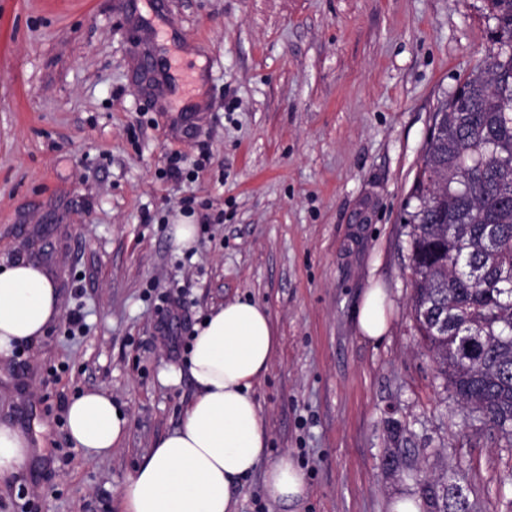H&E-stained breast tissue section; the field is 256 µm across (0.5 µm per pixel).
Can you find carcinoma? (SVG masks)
Wrapping results in <instances>:
<instances>
[{
  "label": "carcinoma",
  "mask_w": 512,
  "mask_h": 512,
  "mask_svg": "<svg viewBox=\"0 0 512 512\" xmlns=\"http://www.w3.org/2000/svg\"><path fill=\"white\" fill-rule=\"evenodd\" d=\"M494 48L441 101L406 198L412 314L446 388L512 447V0H487ZM443 473L429 512H473Z\"/></svg>",
  "instance_id": "1"
}]
</instances>
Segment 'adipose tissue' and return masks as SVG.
I'll use <instances>...</instances> for the list:
<instances>
[{
  "mask_svg": "<svg viewBox=\"0 0 512 512\" xmlns=\"http://www.w3.org/2000/svg\"><path fill=\"white\" fill-rule=\"evenodd\" d=\"M58 313V291L39 265L0 267V356L46 331ZM360 332L383 337L389 327L383 289H367L357 312ZM277 337L258 303L234 300L196 325L188 366L198 394L178 428L161 437L120 489L122 512H235L233 486L264 464L267 432L252 394L269 366ZM67 427L85 457L102 458L125 437L129 420L111 397L89 392L68 406ZM264 488L291 505L307 493L290 454L266 464Z\"/></svg>",
  "mask_w": 512,
  "mask_h": 512,
  "instance_id": "adipose-tissue-1",
  "label": "adipose tissue"
}]
</instances>
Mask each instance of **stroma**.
Segmentation results:
<instances>
[{
    "mask_svg": "<svg viewBox=\"0 0 512 512\" xmlns=\"http://www.w3.org/2000/svg\"><path fill=\"white\" fill-rule=\"evenodd\" d=\"M166 79L130 46L139 22ZM486 0H0V265H42L59 288L46 333L0 357V424L32 450L0 477V512H120L119 489L182 421L197 388L194 326L242 298L277 346L253 386L269 459L308 482L294 512H390L419 497L405 469L456 471L475 512H512V447L467 424L411 314L403 203L433 114L493 46ZM203 61L175 105L174 50ZM193 183L158 179L170 151ZM198 227L179 248L172 227ZM389 328L365 338L367 288ZM181 323L157 326L171 302ZM86 315L70 337L68 315ZM101 392L128 417L111 455L87 459L65 426ZM407 448L402 469L388 451ZM236 512H285L256 469ZM360 332L367 338L378 340L387 332L389 318L386 295L382 288H368L357 312Z\"/></svg>",
    "mask_w": 512,
    "mask_h": 512,
    "instance_id": "35a3bbf8",
    "label": "stroma"
}]
</instances>
